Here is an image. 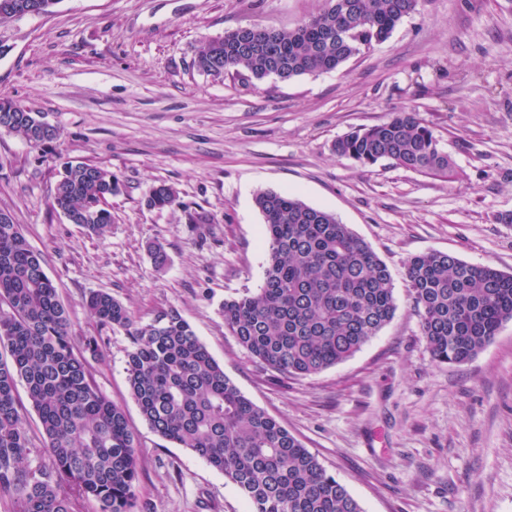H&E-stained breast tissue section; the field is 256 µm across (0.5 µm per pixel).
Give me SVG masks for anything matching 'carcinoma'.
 I'll list each match as a JSON object with an SVG mask.
<instances>
[{
    "label": "carcinoma",
    "instance_id": "carcinoma-1",
    "mask_svg": "<svg viewBox=\"0 0 512 512\" xmlns=\"http://www.w3.org/2000/svg\"><path fill=\"white\" fill-rule=\"evenodd\" d=\"M58 0H0V25L35 5L51 12ZM419 0H328L318 15L288 31L258 29L250 43L236 31L201 47L197 68L246 71L282 80L338 69L387 40ZM0 123L37 146L41 117L1 112ZM336 155L364 166L388 160L404 169L447 177L448 154L415 113L336 140ZM120 189L104 167L61 164L50 208L102 235L112 224L108 200ZM264 219L267 266L263 285L226 300L224 328L266 368L285 376L317 374L351 356L388 324L397 304L386 264L336 216L272 190L255 198ZM146 205H181L173 187L153 186ZM421 333L441 365L474 358L512 320V274L467 263L444 252L412 257L406 267ZM86 307L99 329L130 339L129 390L150 429L187 448L224 474L251 512H362L346 485L315 454L253 404L174 310L142 322L112 294L96 291ZM99 352L95 336L75 346L69 320L43 259L20 225L0 223V489L12 493V512H138L140 456L124 410L91 378L84 353ZM42 428L49 471L25 461L34 448L18 385Z\"/></svg>",
    "mask_w": 512,
    "mask_h": 512
}]
</instances>
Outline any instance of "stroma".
Returning a JSON list of instances; mask_svg holds the SVG:
<instances>
[{
	"instance_id": "obj_1",
	"label": "stroma",
	"mask_w": 512,
	"mask_h": 512,
	"mask_svg": "<svg viewBox=\"0 0 512 512\" xmlns=\"http://www.w3.org/2000/svg\"><path fill=\"white\" fill-rule=\"evenodd\" d=\"M325 0H59L0 26V96L58 133L0 130V210L41 254L74 339L98 336L95 384L139 440V512H250L223 474L156 435L132 399L130 341L85 305L106 291L142 321L175 309L225 374L280 422L363 512H512V321L471 361L442 366L406 266L440 251L512 274V0H421L385 42L335 71L212 77L202 44L242 26L292 29ZM413 110L450 177L337 156L336 140ZM120 181L102 236L51 210L58 158ZM180 206L153 210L150 189ZM262 190L329 211L387 265L397 310L346 361L300 378L262 367L224 328V301L264 281ZM204 212L192 224L187 211ZM168 255L155 269L148 242ZM180 204L176 191L165 183L153 186L146 197V205L152 209L163 210Z\"/></svg>"
}]
</instances>
